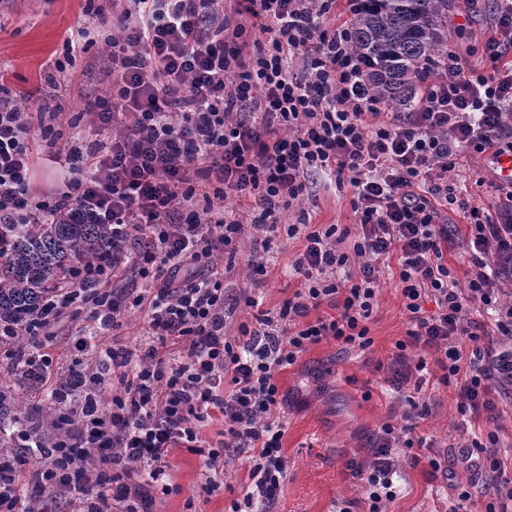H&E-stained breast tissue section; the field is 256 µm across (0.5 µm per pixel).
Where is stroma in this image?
Segmentation results:
<instances>
[{"label": "stroma", "mask_w": 512, "mask_h": 512, "mask_svg": "<svg viewBox=\"0 0 512 512\" xmlns=\"http://www.w3.org/2000/svg\"><path fill=\"white\" fill-rule=\"evenodd\" d=\"M113 0H0V83L10 97L28 99L31 109L46 107L61 112L62 120H44L45 136L35 144L37 156L32 186L43 193L57 187L63 177L68 150V124H88L83 100L107 96L108 86L98 72L104 65V36L112 32L104 25L103 36L85 53L77 55L64 71L54 63L63 56L66 31L89 23L94 10L111 16ZM495 0H449L448 46L480 66L482 47L491 33ZM488 157H462L449 172L458 200L491 205L495 197L478 179H492ZM353 189L334 184L329 177L311 174L301 207L286 213L287 224L352 225ZM299 241L286 235L274 238L267 256L266 273L260 278L263 309L279 307L299 288V279L288 268ZM379 290L369 323L370 347L342 351L327 340L302 355L278 376L288 393L284 413L286 433L282 452L288 461L287 478L272 506V512H336L338 504L362 497L351 463L371 459L369 440L386 422L400 423L406 397L427 403L430 413L421 419L417 436L431 439L437 453L456 461L459 446L472 437H484L482 424L464 423L456 409L451 388L439 384L441 370L433 355H426L428 371L400 385L392 384L389 367L407 324L404 301L391 271L381 270ZM90 307L75 315H63L53 325L51 337H37L52 362L55 375H64L76 365H89L98 352L109 346L111 336H95ZM401 480L397 496L387 512H448L450 492L442 474L432 473L427 461H413L410 454L399 458ZM203 463L199 456L181 449L170 457V493L156 494L153 512H228L233 500L242 498L250 484L246 455L232 456L217 479L218 491L202 493Z\"/></svg>", "instance_id": "obj_1"}]
</instances>
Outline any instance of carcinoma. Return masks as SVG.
<instances>
[{
	"mask_svg": "<svg viewBox=\"0 0 512 512\" xmlns=\"http://www.w3.org/2000/svg\"><path fill=\"white\" fill-rule=\"evenodd\" d=\"M353 46L365 62L369 88L397 112L413 111L431 79L448 62V0H359L351 26ZM112 247L108 224H76L67 215L52 224H0V326L36 313L51 286L80 264ZM25 337L14 336L19 386L32 388L41 372L29 368ZM12 395L0 390V451L22 435L42 438L53 415L20 418Z\"/></svg>",
	"mask_w": 512,
	"mask_h": 512,
	"instance_id": "carcinoma-1",
	"label": "carcinoma"
}]
</instances>
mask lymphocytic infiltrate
I'll list each match as a JSON object with an SVG mask.
<instances>
[{"instance_id": "lymphocytic-infiltrate-1", "label": "lymphocytic infiltrate", "mask_w": 512, "mask_h": 512, "mask_svg": "<svg viewBox=\"0 0 512 512\" xmlns=\"http://www.w3.org/2000/svg\"><path fill=\"white\" fill-rule=\"evenodd\" d=\"M334 0H127L113 12L107 46L108 96L86 100L94 140L75 133L69 175L50 195L31 187L33 126L12 98H0V223L47 224L69 214L77 224H107L112 249L82 265L25 327L0 336L40 335L64 310L92 304L103 332L122 328L129 308L144 315L145 343L120 341L99 353L100 373L71 368L81 385L112 380L107 413L76 405L62 384L57 408L78 416L52 461L38 444L24 457L0 454V512H24L18 485L27 467L63 490L75 512H152L165 485L172 450L199 455L214 492L226 455L247 454L251 488L230 512H267L288 471L282 453L288 402L277 375L309 346L334 339L342 349L367 348V326L379 266L395 263L407 314L392 374L405 382L423 371L407 348L433 351L440 384L453 388L460 415L497 422L512 398V183L495 182L493 209L471 206L460 237L472 272L459 288L444 253L442 214L457 198L448 183L461 150L497 157L512 152V0H497L495 29L483 46L484 69L457 53L413 112L387 111L365 81L351 28L330 16ZM302 67H294L295 59ZM334 174L354 189L356 227L283 224L300 207L314 172ZM285 231L302 249L291 264L303 284L275 309L254 308L228 341L227 285L235 272L225 255L250 238V272L266 270L273 235ZM360 259L350 271L352 259ZM146 286L125 301L112 285L126 273ZM433 302L427 312L424 302ZM328 314H321V307ZM480 307L489 319L477 321ZM316 321H309V314ZM428 406L411 404L402 425L383 424L372 459L352 468L365 498L338 512H386L396 496L398 450H430L416 437ZM220 415L222 441L201 436ZM464 445L456 467L429 458L452 501L467 512L470 487L491 481L485 512H512V477L496 445Z\"/></svg>"}]
</instances>
